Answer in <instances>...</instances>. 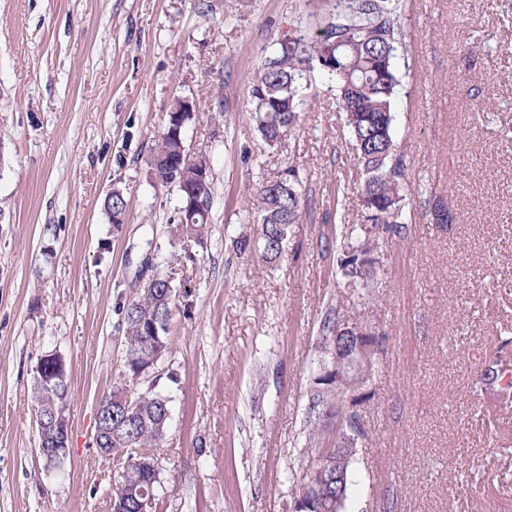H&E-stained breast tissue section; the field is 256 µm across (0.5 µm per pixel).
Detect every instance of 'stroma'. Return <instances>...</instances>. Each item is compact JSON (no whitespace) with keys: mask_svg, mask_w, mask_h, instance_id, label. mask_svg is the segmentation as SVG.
<instances>
[{"mask_svg":"<svg viewBox=\"0 0 512 512\" xmlns=\"http://www.w3.org/2000/svg\"><path fill=\"white\" fill-rule=\"evenodd\" d=\"M334 0H0V512H110L121 473L94 444L123 368L118 302L145 256L165 265L175 189L148 175L174 103L206 155L213 206L173 274L171 398L159 512H293L321 427L310 391L327 314L387 340L363 390L344 512H512V0H406L394 141L404 237L372 288L338 261L362 181L334 81L313 74L300 122L265 144L249 91L279 37ZM294 167L300 215L276 262L239 251L263 175ZM344 192H337V184ZM126 198L113 226L104 200ZM452 223L433 221L435 205ZM61 353L70 455L36 454L33 370ZM176 370V381L165 374Z\"/></svg>","mask_w":512,"mask_h":512,"instance_id":"obj_1","label":"stroma"}]
</instances>
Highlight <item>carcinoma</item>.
Segmentation results:
<instances>
[{"label":"carcinoma","instance_id":"obj_1","mask_svg":"<svg viewBox=\"0 0 512 512\" xmlns=\"http://www.w3.org/2000/svg\"><path fill=\"white\" fill-rule=\"evenodd\" d=\"M402 0H336L332 9L322 14L310 33L296 29L274 43L258 68L251 86V118L261 138L268 145L282 142L295 128L303 100V81L317 71L336 80L339 111L355 150L356 174L364 179L361 218L387 225L390 235L402 237L403 201L408 189L404 162L397 155L393 141L394 106L400 80L395 64L396 51L402 44L400 17ZM174 115H168L165 128L155 140L150 161L175 158L187 152L184 134H171ZM198 166L185 164L165 176L162 185L183 191L197 183ZM300 180L294 168H284L263 177L254 203L256 231L254 240L239 241V250L251 247L268 261L282 253L288 225L300 214ZM211 184L203 187L198 207H191L181 197L178 223L183 236L178 239L175 260H191L192 246L201 244L211 221ZM105 210L114 218L126 211L127 202L119 190L105 200ZM364 235L349 244L340 259L344 287H358L351 279L359 278L360 267L355 252ZM172 272L155 270L150 285L141 287L137 297L123 302L118 311L126 343L124 370L112 384L109 396L131 399L127 408L112 403V439L110 448L123 454L112 457L122 466L121 481L111 491L112 512H136L139 489L152 487L155 505H160V471L154 458L170 422V398L151 385L142 387L144 347L166 356L171 345V321L176 308ZM70 382L58 391L32 387L35 407L68 399Z\"/></svg>","mask_w":512,"mask_h":512}]
</instances>
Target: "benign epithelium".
<instances>
[{"mask_svg":"<svg viewBox=\"0 0 512 512\" xmlns=\"http://www.w3.org/2000/svg\"><path fill=\"white\" fill-rule=\"evenodd\" d=\"M382 228L379 224L365 226V240L362 251L369 260L378 258L379 241ZM383 335L356 319H344L336 324L333 336L325 342L326 353L330 355L329 363L322 366L316 381L334 378L336 390L350 385L361 388L366 382L376 356L381 353ZM52 363L53 376L48 377L41 369H36L34 381L40 388L59 384L68 377L67 362L63 355L52 352L44 355ZM325 428H341L343 409L341 405H327L319 416ZM37 433V452L44 460L47 469L64 461L69 455L71 423L67 408L53 405L35 414ZM112 437V406L99 402L96 410L94 445L102 455L112 454V449L105 447L103 439ZM359 433L352 430L341 433L336 438V447L323 450V456L312 471L308 472L304 493L295 501V512H304L305 503L315 499L313 488L330 486L332 491L326 493L324 501L315 504V512H343L346 470L356 452L355 444Z\"/></svg>","mask_w":512,"mask_h":512,"instance_id":"1","label":"benign epithelium"}]
</instances>
